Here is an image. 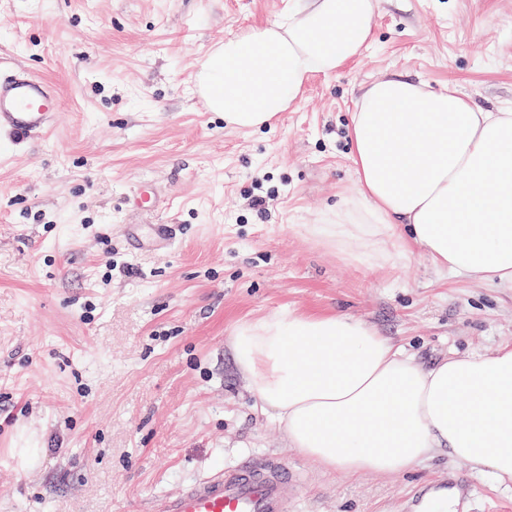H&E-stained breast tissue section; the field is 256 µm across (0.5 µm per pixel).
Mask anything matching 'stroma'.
<instances>
[{"mask_svg": "<svg viewBox=\"0 0 512 512\" xmlns=\"http://www.w3.org/2000/svg\"><path fill=\"white\" fill-rule=\"evenodd\" d=\"M291 2L0 0V61L61 101L49 133L0 138V512H148L268 454L306 475L291 512H415L458 476L460 512H512L511 485L441 455L394 476L318 469L256 411L230 349L237 322L288 309L367 322L424 364L512 345V288L308 232L353 198L347 127L372 82L512 107V0H377L358 59L268 126L226 124L201 61ZM145 180L155 208L128 210ZM127 224L174 225L176 246L130 250Z\"/></svg>", "mask_w": 512, "mask_h": 512, "instance_id": "35a3bbf8", "label": "stroma"}]
</instances>
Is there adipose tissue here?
Wrapping results in <instances>:
<instances>
[{
	"label": "adipose tissue",
	"mask_w": 512,
	"mask_h": 512,
	"mask_svg": "<svg viewBox=\"0 0 512 512\" xmlns=\"http://www.w3.org/2000/svg\"><path fill=\"white\" fill-rule=\"evenodd\" d=\"M376 0H294L288 13L225 40L201 62L197 88L242 129L271 123L309 76L357 58ZM354 213L313 225L325 244L385 257L421 250L434 269L512 288V111L456 92L386 78L351 114ZM263 415L320 470L395 475L444 454L512 483V347L419 363L367 324L280 311L240 321L230 341Z\"/></svg>",
	"instance_id": "adipose-tissue-1"
}]
</instances>
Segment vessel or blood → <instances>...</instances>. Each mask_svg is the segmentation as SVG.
I'll return each instance as SVG.
<instances>
[{
  "label": "vessel or blood",
  "mask_w": 512,
  "mask_h": 512,
  "mask_svg": "<svg viewBox=\"0 0 512 512\" xmlns=\"http://www.w3.org/2000/svg\"><path fill=\"white\" fill-rule=\"evenodd\" d=\"M58 112L59 96L48 81L21 68H0V132L24 141L51 130ZM124 233L160 256L174 243L168 224H129ZM303 481L301 471L278 458H244L158 499L152 512H288Z\"/></svg>",
  "instance_id": "b4317fda"
}]
</instances>
